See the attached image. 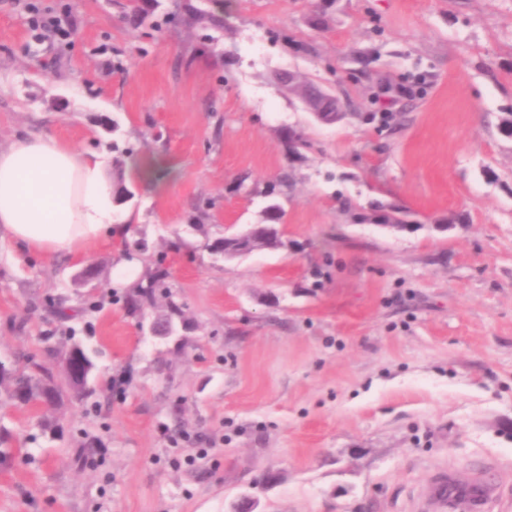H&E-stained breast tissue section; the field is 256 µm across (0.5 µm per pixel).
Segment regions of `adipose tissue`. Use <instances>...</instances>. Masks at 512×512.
Wrapping results in <instances>:
<instances>
[{
  "instance_id": "1",
  "label": "adipose tissue",
  "mask_w": 512,
  "mask_h": 512,
  "mask_svg": "<svg viewBox=\"0 0 512 512\" xmlns=\"http://www.w3.org/2000/svg\"><path fill=\"white\" fill-rule=\"evenodd\" d=\"M100 154L48 134L0 147V241L43 254L83 255L104 238L127 239Z\"/></svg>"
}]
</instances>
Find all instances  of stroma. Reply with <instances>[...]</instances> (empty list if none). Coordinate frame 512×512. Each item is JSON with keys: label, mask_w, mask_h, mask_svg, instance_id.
<instances>
[{"label": "stroma", "mask_w": 512, "mask_h": 512, "mask_svg": "<svg viewBox=\"0 0 512 512\" xmlns=\"http://www.w3.org/2000/svg\"><path fill=\"white\" fill-rule=\"evenodd\" d=\"M63 2L40 6L65 44L0 0V145L114 142L179 175L132 183L127 243L0 245V362L61 377L72 335L97 368L57 410L0 402V512H417L441 470L512 512V0H147L139 26L126 0ZM184 4L223 28L165 23ZM283 70L344 118L315 121ZM275 202L277 247L213 255ZM156 269L181 316L118 302ZM168 317L178 339L140 334Z\"/></svg>", "instance_id": "obj_1"}]
</instances>
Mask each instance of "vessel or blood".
Segmentation results:
<instances>
[{
  "mask_svg": "<svg viewBox=\"0 0 512 512\" xmlns=\"http://www.w3.org/2000/svg\"><path fill=\"white\" fill-rule=\"evenodd\" d=\"M499 496L497 486L475 479L456 482L448 472L438 473L431 486L421 496L424 512H447L449 500H456L458 512H487Z\"/></svg>",
  "mask_w": 512,
  "mask_h": 512,
  "instance_id": "1",
  "label": "vessel or blood"
}]
</instances>
